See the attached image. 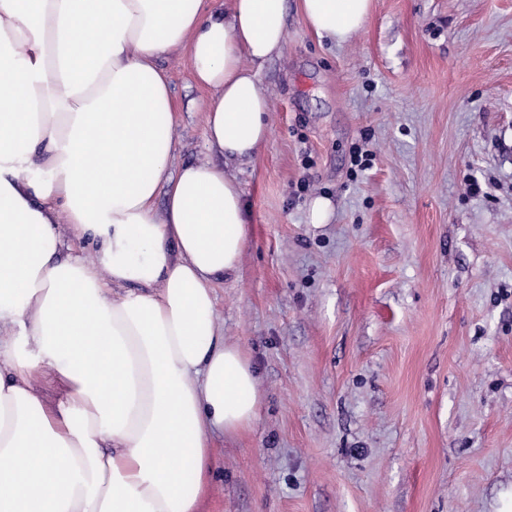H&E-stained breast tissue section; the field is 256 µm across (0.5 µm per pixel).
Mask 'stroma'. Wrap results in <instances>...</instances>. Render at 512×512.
<instances>
[{"mask_svg":"<svg viewBox=\"0 0 512 512\" xmlns=\"http://www.w3.org/2000/svg\"><path fill=\"white\" fill-rule=\"evenodd\" d=\"M159 64L173 168L219 162L209 92ZM259 79L271 134L215 293L264 400L200 512H512V0H373L340 46L288 0Z\"/></svg>","mask_w":512,"mask_h":512,"instance_id":"1","label":"stroma"}]
</instances>
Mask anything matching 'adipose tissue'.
Here are the masks:
<instances>
[{
	"mask_svg": "<svg viewBox=\"0 0 512 512\" xmlns=\"http://www.w3.org/2000/svg\"><path fill=\"white\" fill-rule=\"evenodd\" d=\"M337 44L372 0H299ZM288 0H0V512H198L216 436L263 401L214 286L247 242L228 163L267 142L257 68ZM187 54L222 163L171 172L159 58ZM165 194L164 208L156 197ZM95 261L60 258L64 231ZM53 372L48 405L33 380Z\"/></svg>",
	"mask_w": 512,
	"mask_h": 512,
	"instance_id": "1",
	"label": "adipose tissue"
}]
</instances>
